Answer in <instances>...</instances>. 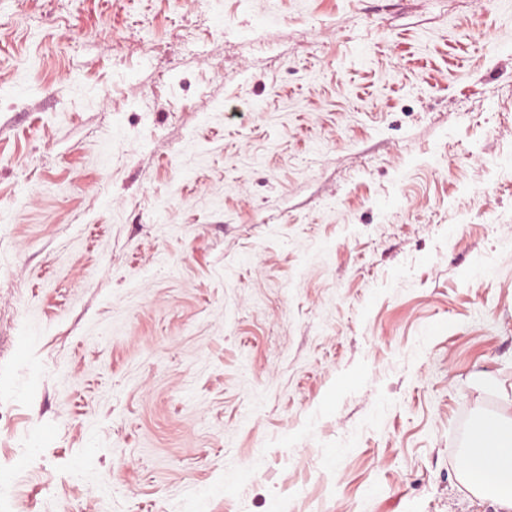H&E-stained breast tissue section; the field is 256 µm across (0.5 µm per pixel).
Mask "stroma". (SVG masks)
Instances as JSON below:
<instances>
[{
	"instance_id": "35a3bbf8",
	"label": "stroma",
	"mask_w": 512,
	"mask_h": 512,
	"mask_svg": "<svg viewBox=\"0 0 512 512\" xmlns=\"http://www.w3.org/2000/svg\"><path fill=\"white\" fill-rule=\"evenodd\" d=\"M0 512H495L512 0H0ZM459 466L471 487L493 501L496 512H511L512 418L484 419L473 430Z\"/></svg>"
}]
</instances>
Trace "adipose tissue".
<instances>
[{"label":"adipose tissue","mask_w":512,"mask_h":512,"mask_svg":"<svg viewBox=\"0 0 512 512\" xmlns=\"http://www.w3.org/2000/svg\"><path fill=\"white\" fill-rule=\"evenodd\" d=\"M460 471L496 512H512V418L491 416L474 429Z\"/></svg>","instance_id":"1"}]
</instances>
